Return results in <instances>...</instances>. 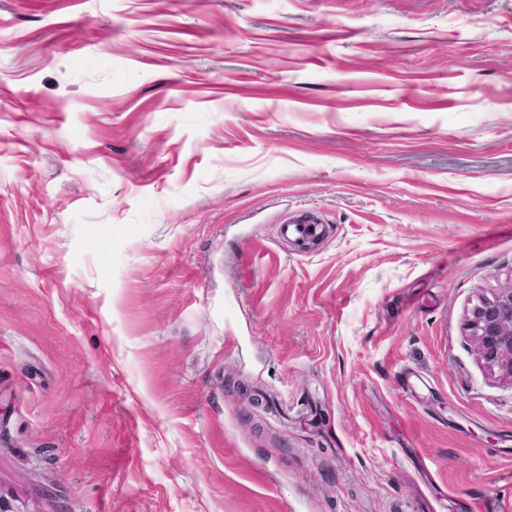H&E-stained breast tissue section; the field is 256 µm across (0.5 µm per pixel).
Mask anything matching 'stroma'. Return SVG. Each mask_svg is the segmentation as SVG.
I'll return each instance as SVG.
<instances>
[{
    "instance_id": "1",
    "label": "stroma",
    "mask_w": 512,
    "mask_h": 512,
    "mask_svg": "<svg viewBox=\"0 0 512 512\" xmlns=\"http://www.w3.org/2000/svg\"><path fill=\"white\" fill-rule=\"evenodd\" d=\"M511 278L512 0H0L27 512H512ZM466 329L477 343L481 361L512 382V278L490 297L478 298Z\"/></svg>"
}]
</instances>
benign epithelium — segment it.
Segmentation results:
<instances>
[{
  "label": "benign epithelium",
  "instance_id": "benign-epithelium-1",
  "mask_svg": "<svg viewBox=\"0 0 512 512\" xmlns=\"http://www.w3.org/2000/svg\"><path fill=\"white\" fill-rule=\"evenodd\" d=\"M466 329L477 343L481 361L512 382V280L491 296L478 298Z\"/></svg>",
  "mask_w": 512,
  "mask_h": 512
}]
</instances>
